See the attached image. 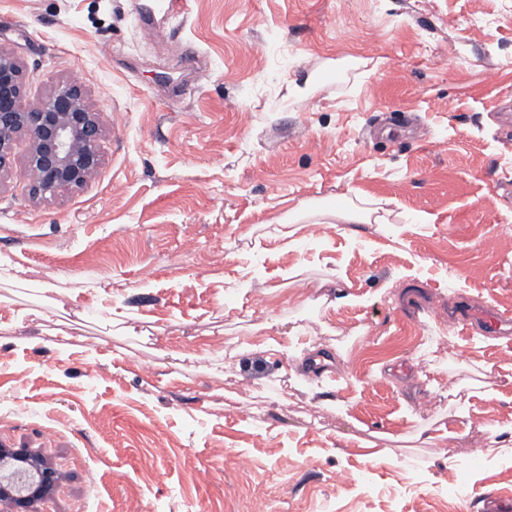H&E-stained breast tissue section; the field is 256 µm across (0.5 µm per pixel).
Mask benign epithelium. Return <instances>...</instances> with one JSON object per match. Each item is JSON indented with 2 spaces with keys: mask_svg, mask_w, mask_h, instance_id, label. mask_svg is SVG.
<instances>
[{
  "mask_svg": "<svg viewBox=\"0 0 512 512\" xmlns=\"http://www.w3.org/2000/svg\"><path fill=\"white\" fill-rule=\"evenodd\" d=\"M24 71L20 61L0 49V174L12 167L15 141H29L27 176L35 195L62 188H79L101 164L103 125L89 105L83 89L62 80L44 97L23 105ZM0 500L14 512H32L50 497L57 473L33 459L26 448H0Z\"/></svg>",
  "mask_w": 512,
  "mask_h": 512,
  "instance_id": "7a95c632",
  "label": "benign epithelium"
}]
</instances>
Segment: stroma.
<instances>
[{
    "label": "stroma",
    "instance_id": "1",
    "mask_svg": "<svg viewBox=\"0 0 512 512\" xmlns=\"http://www.w3.org/2000/svg\"><path fill=\"white\" fill-rule=\"evenodd\" d=\"M166 27L157 56L130 0H0L24 101L72 79L104 126L82 187L32 195L23 137L0 177V447L58 473L37 512L512 495V338L448 315L512 313V0H188ZM362 200L389 224L333 218Z\"/></svg>",
    "mask_w": 512,
    "mask_h": 512
}]
</instances>
